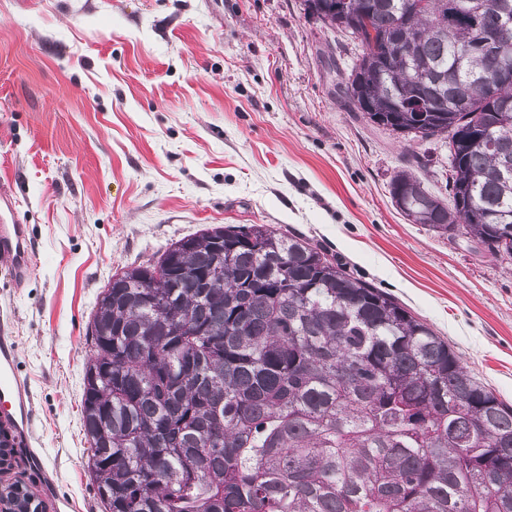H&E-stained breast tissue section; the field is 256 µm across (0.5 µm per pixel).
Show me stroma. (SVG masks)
<instances>
[{"label": "stroma", "mask_w": 512, "mask_h": 512, "mask_svg": "<svg viewBox=\"0 0 512 512\" xmlns=\"http://www.w3.org/2000/svg\"><path fill=\"white\" fill-rule=\"evenodd\" d=\"M352 47L302 0H0V186L35 255L0 278L34 397L0 482L102 512L82 426L96 299L112 275L225 224L303 236L392 295L512 402V262L408 221L410 167L447 198L448 148L336 94Z\"/></svg>", "instance_id": "obj_1"}]
</instances>
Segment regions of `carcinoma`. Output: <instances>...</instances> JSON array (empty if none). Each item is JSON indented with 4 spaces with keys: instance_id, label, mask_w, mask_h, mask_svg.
Listing matches in <instances>:
<instances>
[{
    "instance_id": "1",
    "label": "carcinoma",
    "mask_w": 512,
    "mask_h": 512,
    "mask_svg": "<svg viewBox=\"0 0 512 512\" xmlns=\"http://www.w3.org/2000/svg\"><path fill=\"white\" fill-rule=\"evenodd\" d=\"M352 2L322 21L360 48L350 108L361 71L364 117L450 152L449 203L394 176L404 217L512 259V82L488 97L492 59L467 51L512 0ZM188 239L173 282L127 266L92 316L82 426L105 512H512V406L427 323L268 224Z\"/></svg>"
}]
</instances>
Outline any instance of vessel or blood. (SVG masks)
<instances>
[{"instance_id": "b4317fda", "label": "vessel or blood", "mask_w": 512, "mask_h": 512, "mask_svg": "<svg viewBox=\"0 0 512 512\" xmlns=\"http://www.w3.org/2000/svg\"><path fill=\"white\" fill-rule=\"evenodd\" d=\"M13 209L10 194H0V274L16 280L29 268L33 245L24 226L12 223ZM15 361L13 338L0 336V417L27 435L34 425V406L16 373Z\"/></svg>"}]
</instances>
